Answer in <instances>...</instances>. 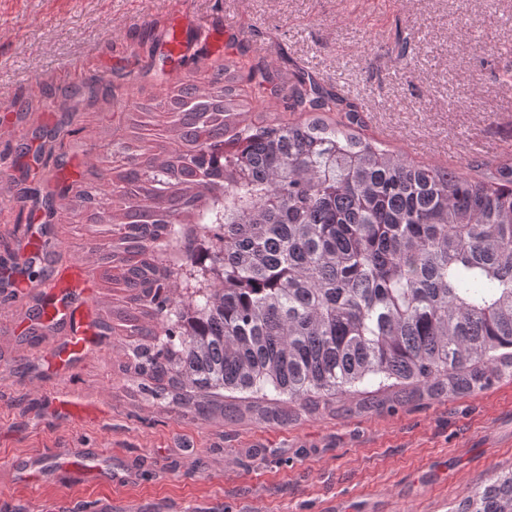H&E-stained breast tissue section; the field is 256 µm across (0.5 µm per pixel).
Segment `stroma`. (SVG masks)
Instances as JSON below:
<instances>
[{
	"label": "stroma",
	"mask_w": 512,
	"mask_h": 512,
	"mask_svg": "<svg viewBox=\"0 0 512 512\" xmlns=\"http://www.w3.org/2000/svg\"><path fill=\"white\" fill-rule=\"evenodd\" d=\"M177 18L195 56L166 63ZM223 29L283 78L310 72L361 102L364 135L410 160L512 161V0H0V512H456L512 472V378L459 397L387 387L371 409L359 394L292 403L281 425L237 397L195 419L126 370L134 306L78 195L109 189L115 143L135 145L156 105L223 62ZM71 264L92 285L78 355L67 319L40 316L69 300L43 282ZM67 448L132 474L42 469Z\"/></svg>",
	"instance_id": "35a3bbf8"
}]
</instances>
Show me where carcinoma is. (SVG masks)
I'll list each match as a JSON object with an SVG mask.
<instances>
[{
	"mask_svg": "<svg viewBox=\"0 0 512 512\" xmlns=\"http://www.w3.org/2000/svg\"><path fill=\"white\" fill-rule=\"evenodd\" d=\"M245 81L250 91L231 83ZM284 92L304 120L247 123ZM145 152L120 145L99 245L155 329L139 387L201 420L224 393L288 421L286 402L414 384L459 396L512 376V162L475 176L415 164L361 133V107L313 77L226 60L184 84ZM171 133L180 147L157 139ZM145 204L151 234L123 221ZM456 512H512V472Z\"/></svg>",
	"mask_w": 512,
	"mask_h": 512,
	"instance_id": "carcinoma-1",
	"label": "carcinoma"
}]
</instances>
